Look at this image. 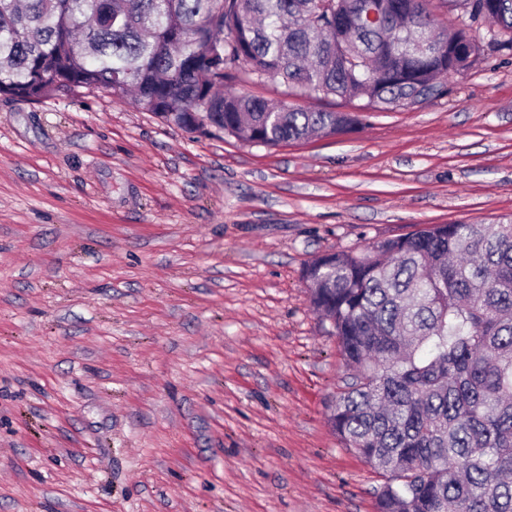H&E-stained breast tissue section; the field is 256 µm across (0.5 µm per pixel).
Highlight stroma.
<instances>
[{
    "label": "stroma",
    "mask_w": 512,
    "mask_h": 512,
    "mask_svg": "<svg viewBox=\"0 0 512 512\" xmlns=\"http://www.w3.org/2000/svg\"><path fill=\"white\" fill-rule=\"evenodd\" d=\"M413 108L268 148L108 90L0 97V512H376L318 256L512 218V45Z\"/></svg>",
    "instance_id": "35a3bbf8"
}]
</instances>
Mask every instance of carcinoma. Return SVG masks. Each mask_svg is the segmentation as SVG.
I'll return each mask as SVG.
<instances>
[{
	"instance_id": "obj_1",
	"label": "carcinoma",
	"mask_w": 512,
	"mask_h": 512,
	"mask_svg": "<svg viewBox=\"0 0 512 512\" xmlns=\"http://www.w3.org/2000/svg\"><path fill=\"white\" fill-rule=\"evenodd\" d=\"M0 0V95L99 89L202 136L277 147L355 131L359 116L233 91L277 79L298 95L397 107L446 93L489 23L511 35L512 0ZM466 42L463 65L452 49ZM357 374L328 418L385 482L377 512H512V219L434 224L305 270Z\"/></svg>"
}]
</instances>
